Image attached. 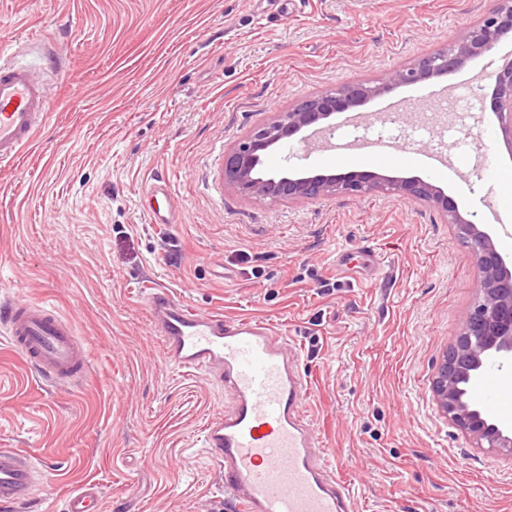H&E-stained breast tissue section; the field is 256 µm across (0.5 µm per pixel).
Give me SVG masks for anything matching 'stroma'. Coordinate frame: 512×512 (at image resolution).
<instances>
[{
  "instance_id": "stroma-1",
  "label": "stroma",
  "mask_w": 512,
  "mask_h": 512,
  "mask_svg": "<svg viewBox=\"0 0 512 512\" xmlns=\"http://www.w3.org/2000/svg\"><path fill=\"white\" fill-rule=\"evenodd\" d=\"M496 2L0 0V53L51 88L35 144L0 167V299L52 304L90 365L78 384H49L0 331V446L46 471L34 512H64L86 482L101 512H227L200 439L228 398L166 364L149 288L291 336L356 512H512V454L478 447L434 392L480 293L455 225L433 202L380 193L246 202L224 172L277 113L418 63ZM511 63L512 35L469 68L367 101L358 121L332 118L346 141L365 136L358 169L430 182L509 262L512 139L491 109L445 119L435 107ZM336 156L294 137L264 171L346 172ZM159 173L173 179L174 224L146 214Z\"/></svg>"
}]
</instances>
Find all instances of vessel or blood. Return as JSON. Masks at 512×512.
Segmentation results:
<instances>
[{"instance_id":"b4317fda","label":"vessel or blood","mask_w":512,"mask_h":512,"mask_svg":"<svg viewBox=\"0 0 512 512\" xmlns=\"http://www.w3.org/2000/svg\"><path fill=\"white\" fill-rule=\"evenodd\" d=\"M49 104L48 85L37 72L0 64V164L13 163L33 140L47 122ZM171 191L169 176L151 183L152 198L167 201L152 210V223H175ZM146 301L167 362L223 384L232 395L231 406L206 424L203 446L234 512H354V494L315 433L309 382L285 332L264 319L191 309L167 289L150 292ZM0 325L47 382L87 375L72 323L45 302L17 298L1 304ZM472 391L490 415L512 420V387L496 367H488ZM44 479L32 455L0 448V512H22ZM100 498L97 485L83 484L67 498L65 512H100Z\"/></svg>"}]
</instances>
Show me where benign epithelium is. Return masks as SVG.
Listing matches in <instances>:
<instances>
[{
  "label": "benign epithelium",
  "instance_id": "obj_1",
  "mask_svg": "<svg viewBox=\"0 0 512 512\" xmlns=\"http://www.w3.org/2000/svg\"><path fill=\"white\" fill-rule=\"evenodd\" d=\"M512 34V3L501 0L462 39L423 58L416 65L392 73L378 85L354 84L310 97L295 108L278 113L268 125L240 142L228 156L225 175L245 201L311 198L318 195L395 194L408 200L434 202L459 235L471 242L482 274L480 295L465 318L434 380L442 411L480 443L491 449H512L509 429L488 423L480 404L466 398L461 381L476 378L490 364L512 368V270L497 252L491 236L464 219L453 199L421 179H389L373 171H350L315 176H281L262 179L255 170L282 141L303 129L357 107L392 85H411L447 75L475 59ZM491 110L498 120L512 125V66L495 75Z\"/></svg>",
  "mask_w": 512,
  "mask_h": 512
}]
</instances>
